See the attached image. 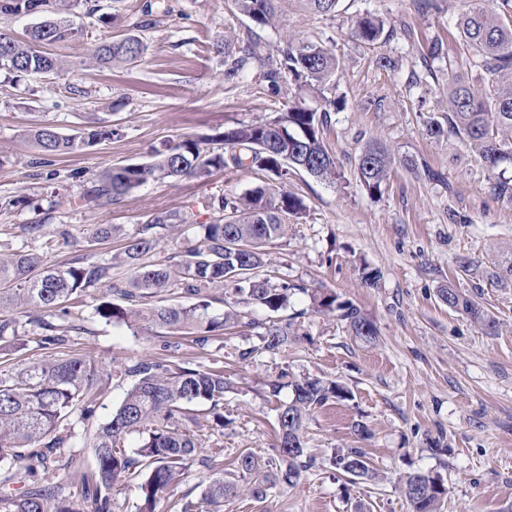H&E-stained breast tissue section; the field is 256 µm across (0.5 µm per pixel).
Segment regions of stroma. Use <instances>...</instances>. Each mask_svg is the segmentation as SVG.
I'll list each match as a JSON object with an SVG mask.
<instances>
[{"label":"stroma","mask_w":512,"mask_h":512,"mask_svg":"<svg viewBox=\"0 0 512 512\" xmlns=\"http://www.w3.org/2000/svg\"><path fill=\"white\" fill-rule=\"evenodd\" d=\"M100 3L118 15L115 28L93 22L83 38L47 46L66 61L65 70L17 83L0 74V245L39 251L55 239V249L46 251L50 265L75 254L60 243L61 232L84 241L96 225L128 230L163 210L187 211L205 223L210 196H239L266 177L218 171L205 179L149 183L91 211L55 206L56 193L79 194L83 181L104 167L147 161L185 136L207 137V149L223 151L217 136L225 127L272 118L298 94L288 81L270 94L253 66L225 79V52H237L252 26L231 0ZM461 10V0H436L425 14L416 0H339L335 13L323 16L310 13L304 0H280L276 27L259 32L271 48L285 34L323 41L340 59L334 90L340 107L325 135L340 177L328 184L290 172L286 187L304 200L307 213L268 245L271 266L292 283L328 288L353 302L374 319L379 339L373 345L355 339L336 317L311 312L301 293L291 306L296 335L277 353L241 359L244 349L260 343L256 329L244 325L203 348L182 339L179 360L207 367L224 359L227 424L212 439L224 445L228 473L242 451L274 457L277 407L293 394L286 387L279 400H268V381L309 375L350 391L349 399L329 402L308 419L314 463L296 486L277 485L259 500L230 498L224 512H408L397 479L414 470L447 479L444 512H512V288L480 273L512 251V203L492 192L486 171L457 138L426 134L427 120L448 111L449 79L482 73L480 58L456 27ZM365 12L387 22L386 38L371 47L349 34L351 18ZM108 32L139 36L148 46L145 59L112 69L82 67ZM437 38L445 58L424 61L425 44ZM98 119L118 126L119 135L49 160L27 136L44 124L75 136ZM373 139L397 160L377 198L354 174L362 147ZM408 156L418 171L403 166ZM75 171L81 180L72 179ZM432 171L437 179H429ZM465 259L476 273L460 270ZM371 269L379 273L373 287L364 282ZM450 283L499 321L498 333H484L440 301L438 289ZM94 305L90 295L73 308L85 331L71 336V349L93 353L107 367L158 352L157 338L98 321ZM360 421L370 437L356 431ZM339 448L364 449L378 479L348 482L328 463Z\"/></svg>","instance_id":"stroma-1"}]
</instances>
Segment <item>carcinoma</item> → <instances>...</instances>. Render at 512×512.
Masks as SVG:
<instances>
[{
  "label": "carcinoma",
  "mask_w": 512,
  "mask_h": 512,
  "mask_svg": "<svg viewBox=\"0 0 512 512\" xmlns=\"http://www.w3.org/2000/svg\"><path fill=\"white\" fill-rule=\"evenodd\" d=\"M278 0H233L235 9L255 26L275 25ZM489 0H464L458 20L467 46L483 59L488 82L456 80L448 88V113L432 118L427 135L451 134L482 163L491 188L498 197L512 201V179L504 177V165H512V25L487 7ZM49 13L33 27L26 39L0 31V72L7 77L45 74L65 68L63 61L43 54L40 43L75 41L83 37L84 19L93 18L110 28L115 16L103 11L96 0H0V19ZM385 21L360 15L350 34L361 44L378 43ZM148 46L137 36H106L81 61L87 68H110L141 61ZM253 64L271 93L289 78L299 91L297 99L272 119L227 127L219 135L224 151L202 146V140L186 136L154 151L146 162L107 166L76 196L55 202L70 208H94L114 203L152 181L182 177L205 178L216 170L251 169L264 172L270 182L237 198H210L211 222L197 224L188 214L159 211L125 233L121 251L107 259L97 258L90 246L74 240L78 249L69 262L47 265L29 250L0 252V462L8 459L14 471L6 482L23 483L20 494L0 491V512H113L116 487L139 479V504L135 512H156L173 496L200 453L205 440L185 423L224 430V366L215 360L204 368L167 357H142L121 363L105 372L94 355L65 352L69 333L84 327L71 320L70 309L83 302L90 290L106 283L97 297L95 316L106 324L124 326L133 336L153 334L164 339V348L176 350L180 336L195 337L206 345L214 336L239 325L241 305L278 313L290 307L296 293L309 297L317 313L337 314L353 336L373 344L378 330L374 321L354 304L339 300L334 291L305 288L280 279L268 269L267 245L288 232V217L299 219L306 211L301 197L282 183L292 170H302L319 181L338 179L336 158L326 147L323 134L330 113L338 110L328 97L340 67L335 51L314 39L283 37L277 58L270 61L267 45L249 31L241 55L224 71L227 78ZM117 130L104 122L85 126L78 136L68 137L49 125L29 130L44 155L67 154L79 147H93L112 139ZM395 158L377 142L367 144L356 162V178L370 197L388 186ZM184 236L171 265L152 261L161 242ZM129 271L124 282L112 280V270ZM488 278L512 288V256L494 266ZM184 294L189 305L169 304L167 298ZM438 297L449 309L469 315L487 333L497 322L478 301L448 284ZM224 304L215 314L212 305ZM64 323L56 325L47 316ZM261 328L259 350L276 353L288 343L292 323L251 320ZM35 343L41 358L19 363V352ZM117 377L132 384L110 418L77 433L71 416L81 421L93 417L103 382ZM293 398L278 407L275 453L279 469L251 452L240 453L234 468L244 484L224 480V449L210 445L201 459L208 476L200 484V503L205 512H224V501L242 491L260 499L278 483L295 486L308 464L305 424L316 409L333 400H346L350 392L333 380L304 377L291 383ZM92 450V463L77 461L76 449ZM329 463L351 479H372L376 472L361 448L332 453ZM398 484L409 512H441L448 498V483L438 474L412 471Z\"/></svg>",
  "instance_id": "1"
}]
</instances>
